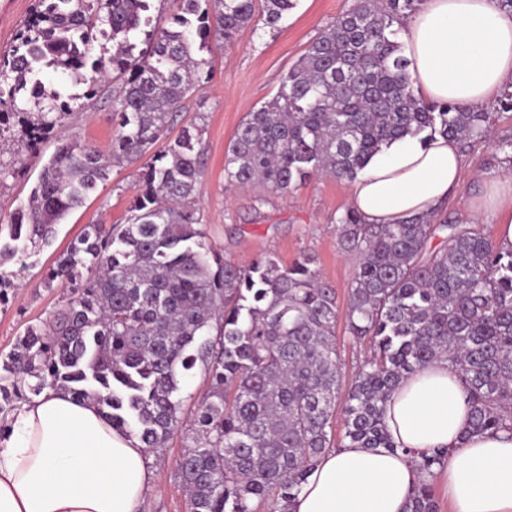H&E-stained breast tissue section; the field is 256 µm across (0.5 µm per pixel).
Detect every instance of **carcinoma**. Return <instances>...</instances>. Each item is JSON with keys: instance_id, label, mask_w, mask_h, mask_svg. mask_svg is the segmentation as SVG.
<instances>
[{"instance_id": "cac0c4a2", "label": "carcinoma", "mask_w": 512, "mask_h": 512, "mask_svg": "<svg viewBox=\"0 0 512 512\" xmlns=\"http://www.w3.org/2000/svg\"><path fill=\"white\" fill-rule=\"evenodd\" d=\"M166 27L151 0H38L12 49L0 55V126L17 116L26 153L0 161V183L27 170L40 142L80 111L78 100L116 75V134L108 152L60 139L28 200L0 219V262L21 264L109 179L114 163L143 161L140 193L124 224H89L46 273L69 289L45 322L29 325L0 359V414L51 388L95 401L112 425L149 451L180 422L185 382L202 364L209 387L195 436L177 462L187 512H287L333 448L341 386L336 290L315 259L248 266L206 243L193 207L202 130L185 126L154 150L211 69L213 40L232 42L254 22V0H176ZM297 0H263L274 27ZM424 0H357L308 47L271 102L248 113L226 150L224 178L286 194L318 173L354 179L389 143L441 134L469 153L492 114L417 94L394 25ZM147 49L137 51L138 39ZM44 67L83 94L46 93ZM340 248L359 260L347 330L370 357L341 406L338 447L394 449L384 426L389 393L446 360L467 393L474 433L512 431V248L484 224L455 215L367 224L348 209ZM406 512H440L432 484Z\"/></svg>"}]
</instances>
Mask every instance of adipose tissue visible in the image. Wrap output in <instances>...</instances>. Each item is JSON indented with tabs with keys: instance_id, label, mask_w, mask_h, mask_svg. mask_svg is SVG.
Segmentation results:
<instances>
[{
	"instance_id": "adipose-tissue-1",
	"label": "adipose tissue",
	"mask_w": 512,
	"mask_h": 512,
	"mask_svg": "<svg viewBox=\"0 0 512 512\" xmlns=\"http://www.w3.org/2000/svg\"><path fill=\"white\" fill-rule=\"evenodd\" d=\"M419 96L480 108L512 84V12L501 0H424L405 28ZM466 158L442 136L405 137L373 156L350 186L369 224L433 211L460 185ZM469 211L494 215L512 247V175L488 173ZM468 398L447 363L404 379L386 402L394 450L345 446L315 465L291 512H405L414 487L443 485L457 512H512V433L469 431ZM444 448L443 465L422 455ZM156 488L148 451L91 400L47 389L0 423V512H139Z\"/></svg>"
}]
</instances>
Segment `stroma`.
<instances>
[{
    "label": "stroma",
    "instance_id": "obj_1",
    "mask_svg": "<svg viewBox=\"0 0 512 512\" xmlns=\"http://www.w3.org/2000/svg\"><path fill=\"white\" fill-rule=\"evenodd\" d=\"M353 3L354 0H297L296 7L277 27H266L258 19L241 29L231 44L212 43L211 76L194 92L187 112L170 130L175 136L190 124L202 129L204 170L197 186L196 207L207 243L225 260L239 264L272 256L289 265L302 256H315L321 278L335 288L342 309L347 306L358 272L357 261L340 249L336 235V220L349 206V181L315 175L284 195H264L250 185L228 192L224 189V160L228 143L247 113L276 94L289 67ZM488 109L496 114L490 137L468 154L461 185L447 201L449 211H463L478 188L477 173L506 169L505 164L494 161L493 154L499 141L512 139V116L498 115L494 102ZM71 123L82 143L107 147L115 132L111 100L101 97L86 102ZM55 146V138H48L41 145V158L32 160L25 174L0 184V215L9 216L26 201L44 158L53 154ZM138 192L136 166L113 167L108 181L99 185L85 205L59 225L50 246L27 263H0V273L17 284L5 307L0 308V355L10 352L28 325L49 318L65 299V288H48L43 284L58 255L86 225L124 223ZM207 387L203 370H195L183 390L184 422L174 431L161 455L151 460L157 488L144 504V512H187L176 461L191 443L186 421Z\"/></svg>",
    "mask_w": 512,
    "mask_h": 512
}]
</instances>
